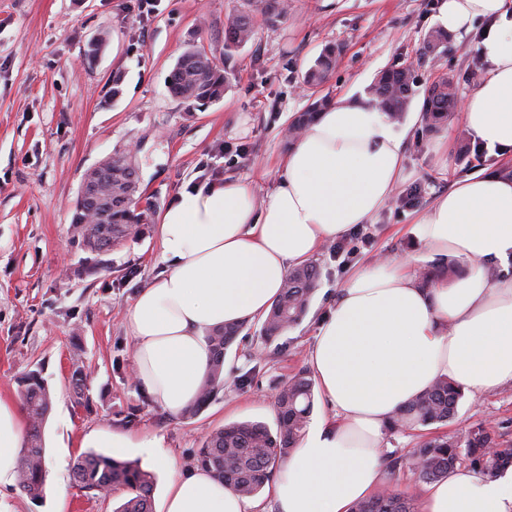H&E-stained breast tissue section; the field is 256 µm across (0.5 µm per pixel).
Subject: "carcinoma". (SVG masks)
Returning <instances> with one entry per match:
<instances>
[{
    "instance_id": "carcinoma-1",
    "label": "carcinoma",
    "mask_w": 512,
    "mask_h": 512,
    "mask_svg": "<svg viewBox=\"0 0 512 512\" xmlns=\"http://www.w3.org/2000/svg\"><path fill=\"white\" fill-rule=\"evenodd\" d=\"M286 0H265L262 16L272 23L286 12ZM255 18L247 11L232 14L224 21V53L248 43L254 33ZM448 42V32L432 30L425 37L428 54L436 53ZM336 63V46L328 45L305 76L307 86L314 88L328 78ZM228 77L223 68L196 47L187 49L177 60L171 74L170 91L184 103L203 107L220 101ZM388 119L401 122L416 96L415 82L408 68L383 71L370 88ZM329 105L326 98H314L305 110L294 117L288 127L287 140L293 142L312 122L314 114ZM457 94L452 80L441 77L427 91L421 106V121L430 131L456 111ZM99 183H111L125 192H137L138 174L128 164L126 154H112V165L101 170ZM143 213L136 205L110 197L97 190L90 208L75 206L72 226L84 249L100 256L122 241L141 232ZM458 268L419 275L420 285L427 288L441 278L452 279ZM319 271L315 262H304L292 270L261 323L260 334L270 342L307 315L317 288ZM242 326L229 325L213 329L204 336L212 350V363L201 384L198 400L182 415L195 416L201 407L224 389L225 351L233 344ZM21 399L28 427L15 463L17 485L21 493L33 501L44 497L47 479L42 426L51 411L49 389L37 371L26 373L20 380ZM313 381L302 369L283 383L274 400L276 431L261 422H235L211 432L202 442L197 464L211 471L243 497H254L273 479L280 461L290 455L304 434L313 407ZM462 392L446 378L437 380L417 399L397 409L388 426L390 431L446 424L457 414ZM412 466L420 481L430 483L448 476L461 463L486 475H496L512 467V446L500 441L496 426L481 424L468 431L464 440L451 434L425 437L412 451ZM71 477L80 488L95 495L123 497L115 512H152L153 479L149 472L133 461L120 460L95 452H83L72 462ZM351 512H419L413 498L392 489L359 501Z\"/></svg>"
}]
</instances>
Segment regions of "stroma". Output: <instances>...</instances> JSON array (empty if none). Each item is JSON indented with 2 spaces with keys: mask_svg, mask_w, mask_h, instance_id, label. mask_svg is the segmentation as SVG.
I'll return each mask as SVG.
<instances>
[{
  "mask_svg": "<svg viewBox=\"0 0 512 512\" xmlns=\"http://www.w3.org/2000/svg\"><path fill=\"white\" fill-rule=\"evenodd\" d=\"M443 2L288 0L282 17L257 21L253 39L228 53L224 20L247 0H160L144 17L136 0H0V398L19 402L20 377L36 369L52 398L43 427L45 496L34 502L17 486H1L0 512H114L119 499L88 493L70 478L83 438L93 431L105 441L116 431L157 437L181 473L195 467L213 429L242 421L274 425L276 387L308 367L319 323L349 273L416 252L409 225L473 170L460 154L459 117L436 132L420 119L421 97L441 74L464 99L489 68L481 23L451 34L436 56H426L424 38L440 28ZM102 32L106 45L87 63V44ZM328 44L340 49L336 68L309 90L304 75ZM193 46L229 77L223 99L200 111L169 91L178 58ZM399 66L412 67L418 97L404 120L394 197L372 223L313 254L320 281L299 325L270 344L259 322L244 325L225 354L231 374L223 391L192 418L168 415L132 377L126 324L140 290L166 268L160 214L191 180L245 182L258 201H267L284 172V134L309 94L365 99L382 71ZM119 150L130 151L138 194L152 214L138 237L90 262L72 231L75 202L86 173ZM78 366L88 375L82 399L71 382ZM489 419L512 445V382L463 396L453 421L427 431L462 435ZM418 441L415 430L386 433L384 450L403 461L387 475L385 489L422 497L425 485L409 459Z\"/></svg>",
  "mask_w": 512,
  "mask_h": 512,
  "instance_id": "1",
  "label": "stroma"
}]
</instances>
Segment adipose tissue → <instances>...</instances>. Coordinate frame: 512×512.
Wrapping results in <instances>:
<instances>
[{
  "label": "adipose tissue",
  "mask_w": 512,
  "mask_h": 512,
  "mask_svg": "<svg viewBox=\"0 0 512 512\" xmlns=\"http://www.w3.org/2000/svg\"><path fill=\"white\" fill-rule=\"evenodd\" d=\"M448 31L488 21L489 63L459 114L485 146L512 153V0H445ZM405 130L361 100L318 112L292 145L270 199L245 182H187L159 221L165 271L128 309L133 375L169 415L200 394L211 350L204 336L264 318L289 269L350 227L367 224L394 195ZM422 251L457 262L453 280L418 283L409 262L356 269L316 334L310 366L335 422L311 421L279 466L278 512H350L383 484L379 450L394 412L441 378L475 395L512 382V179L480 168L456 182L411 225ZM23 435L18 409L0 400V486L15 481ZM164 512H257L213 473L174 477ZM421 512H512V475L459 467L429 484Z\"/></svg>",
  "instance_id": "1"
}]
</instances>
